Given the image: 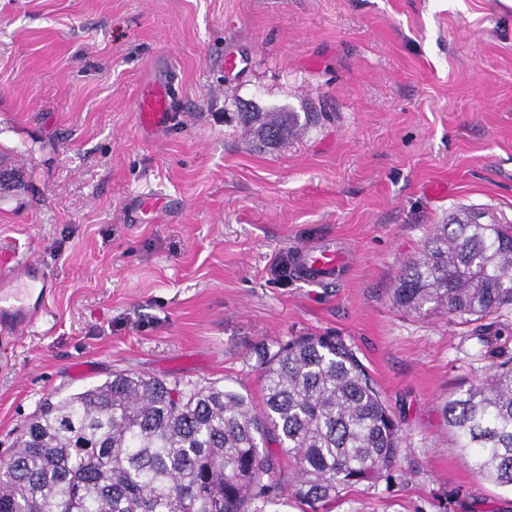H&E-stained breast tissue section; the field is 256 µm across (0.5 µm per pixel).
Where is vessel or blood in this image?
Masks as SVG:
<instances>
[{"instance_id":"b4317fda","label":"vessel or blood","mask_w":512,"mask_h":512,"mask_svg":"<svg viewBox=\"0 0 512 512\" xmlns=\"http://www.w3.org/2000/svg\"><path fill=\"white\" fill-rule=\"evenodd\" d=\"M138 123L145 130H160L173 119L168 88L145 83L136 106ZM298 263L305 279L321 283L344 272L348 255L335 242L299 249ZM51 287L40 261L31 260L19 269L0 270V338H15L34 325L46 310Z\"/></svg>"}]
</instances>
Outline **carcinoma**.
I'll use <instances>...</instances> for the list:
<instances>
[{
	"label": "carcinoma",
	"instance_id": "obj_1",
	"mask_svg": "<svg viewBox=\"0 0 512 512\" xmlns=\"http://www.w3.org/2000/svg\"><path fill=\"white\" fill-rule=\"evenodd\" d=\"M321 112H235L275 147ZM25 187L0 169V190ZM393 303L442 309L463 323L512 311V224L460 207L409 260ZM263 407L217 385L188 391L115 373L44 401L0 462V512H265L293 496L329 512L340 492L396 479L400 426L356 353L337 336L262 349ZM472 469L512 490V356L444 407ZM288 458L283 470L280 457Z\"/></svg>",
	"mask_w": 512,
	"mask_h": 512
}]
</instances>
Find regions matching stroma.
Masks as SVG:
<instances>
[{
  "mask_svg": "<svg viewBox=\"0 0 512 512\" xmlns=\"http://www.w3.org/2000/svg\"><path fill=\"white\" fill-rule=\"evenodd\" d=\"M239 60L224 70L225 56ZM174 120L140 130V85ZM314 110L276 149L225 121ZM0 264L53 289L0 342V460L41 403L125 371L262 401L255 349L332 333L401 427V476L331 512H512L473 472L446 400L489 372L474 324L392 301L406 261L461 204L512 220V4L505 0H0ZM165 204L146 215L138 193ZM351 256L321 284L296 248Z\"/></svg>",
  "mask_w": 512,
  "mask_h": 512,
  "instance_id": "35a3bbf8",
  "label": "stroma"
}]
</instances>
